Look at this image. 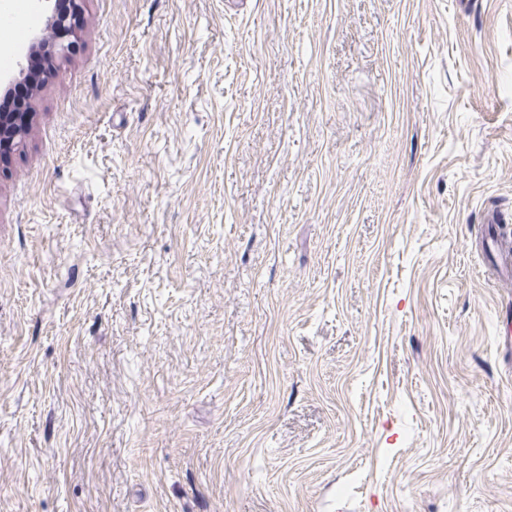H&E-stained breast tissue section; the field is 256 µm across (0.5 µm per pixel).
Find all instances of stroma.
I'll return each mask as SVG.
<instances>
[{"label": "stroma", "mask_w": 512, "mask_h": 512, "mask_svg": "<svg viewBox=\"0 0 512 512\" xmlns=\"http://www.w3.org/2000/svg\"><path fill=\"white\" fill-rule=\"evenodd\" d=\"M76 38L0 162V512H512V0Z\"/></svg>", "instance_id": "35a3bbf8"}]
</instances>
